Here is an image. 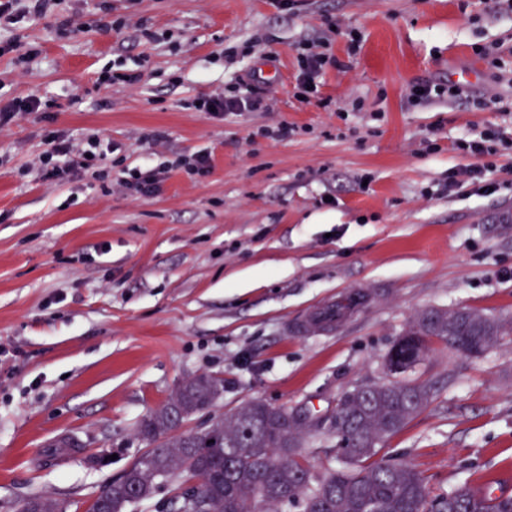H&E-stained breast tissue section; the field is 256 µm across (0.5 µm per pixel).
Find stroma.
<instances>
[{
    "mask_svg": "<svg viewBox=\"0 0 512 512\" xmlns=\"http://www.w3.org/2000/svg\"><path fill=\"white\" fill-rule=\"evenodd\" d=\"M13 35L39 54L0 56V99L36 92L53 128L102 133L113 176L198 153L212 170L169 171L148 198L88 175L48 185L33 169L41 113L0 130V512L37 495L88 512L147 450L142 417L196 375L224 392L189 430L252 400L326 416L345 390L388 382L422 311L512 321V153L488 174L494 194L448 185L472 163L454 141L512 134L505 0H59ZM319 37L337 63L306 102L299 45ZM497 46L500 70L484 55ZM117 59L143 81L97 89ZM249 71L267 72L273 111L185 109ZM422 79L464 93L410 102ZM492 92L500 103L473 106ZM283 121L301 134L268 138ZM412 377L432 402L379 458L408 461L435 495L464 479L512 495V334L479 358L431 344Z\"/></svg>",
    "mask_w": 512,
    "mask_h": 512,
    "instance_id": "stroma-1",
    "label": "stroma"
}]
</instances>
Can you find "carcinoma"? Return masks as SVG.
Wrapping results in <instances>:
<instances>
[{"mask_svg": "<svg viewBox=\"0 0 512 512\" xmlns=\"http://www.w3.org/2000/svg\"><path fill=\"white\" fill-rule=\"evenodd\" d=\"M407 334L423 343L440 340L456 351L480 357L498 346L505 324L466 309L423 311ZM221 380L200 374L180 384L174 397L139 422L140 437L154 447L135 459L122 476L108 483L88 512H134L165 483L180 491L166 499V512H273L288 503L300 512H512V495H492L464 480L443 496L431 495L427 478L408 463L390 464L375 456L431 400L421 383L390 381L356 386L342 393L331 421L345 442L339 466L322 474L308 462L307 433L299 418L284 408L250 401L220 419L216 436L172 434L176 408L195 413L210 409ZM42 512H65L52 497L35 496Z\"/></svg>", "mask_w": 512, "mask_h": 512, "instance_id": "carcinoma-1", "label": "carcinoma"}]
</instances>
